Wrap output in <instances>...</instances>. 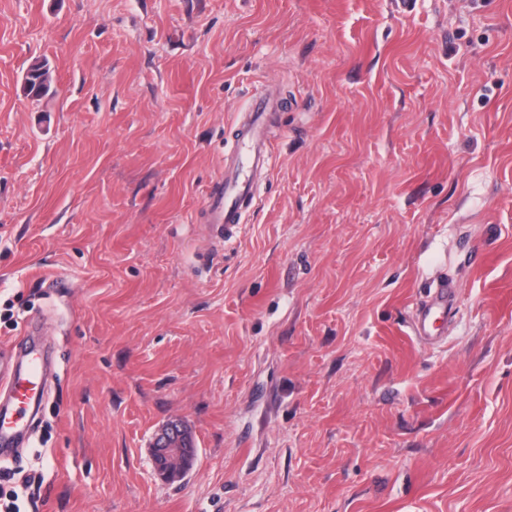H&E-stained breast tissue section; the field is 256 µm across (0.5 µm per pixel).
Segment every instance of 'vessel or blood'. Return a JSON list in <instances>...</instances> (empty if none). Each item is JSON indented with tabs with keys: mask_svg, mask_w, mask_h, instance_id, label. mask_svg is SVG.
Masks as SVG:
<instances>
[{
	"mask_svg": "<svg viewBox=\"0 0 512 512\" xmlns=\"http://www.w3.org/2000/svg\"><path fill=\"white\" fill-rule=\"evenodd\" d=\"M279 104L270 96L254 99L246 117L239 120L238 151L234 159L225 161L224 175L215 183L208 210L209 221L232 240L240 231L245 212L255 203L253 178L268 172L274 146L266 136V122ZM455 286L444 281L430 288L416 307L411 334L424 343L442 342L440 320L453 306ZM46 362L35 343L25 346V362L14 365L7 355H0V394H7L9 407H0V457L12 446L21 432L23 418L33 411L36 400L45 390Z\"/></svg>",
	"mask_w": 512,
	"mask_h": 512,
	"instance_id": "obj_1",
	"label": "vessel or blood"
}]
</instances>
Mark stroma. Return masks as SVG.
<instances>
[{"instance_id":"1","label":"stroma","mask_w":512,"mask_h":512,"mask_svg":"<svg viewBox=\"0 0 512 512\" xmlns=\"http://www.w3.org/2000/svg\"><path fill=\"white\" fill-rule=\"evenodd\" d=\"M268 92L273 168L220 243ZM32 319L24 512H512V0H0V343ZM51 86V73L46 63L35 61L27 71L25 88L27 95L39 99L48 93ZM278 101L272 96L254 99L239 120L238 151L231 161L224 160V177L210 191L209 222L225 241H231L240 231L243 215L255 203L253 178L269 171L274 146L266 136V122L271 112H278ZM455 288L448 280L429 288L425 299L417 304L415 319L411 326L412 336L429 344L440 343L445 339V336H442V324L437 326L436 323L439 320L443 323L444 317H448L453 306ZM182 432L183 428L180 425L170 424L156 438L153 448L154 460L156 456L166 459L163 466L158 465L155 460L156 469L166 480L179 479L185 471L180 458V448H177L181 443Z\"/></svg>"}]
</instances>
